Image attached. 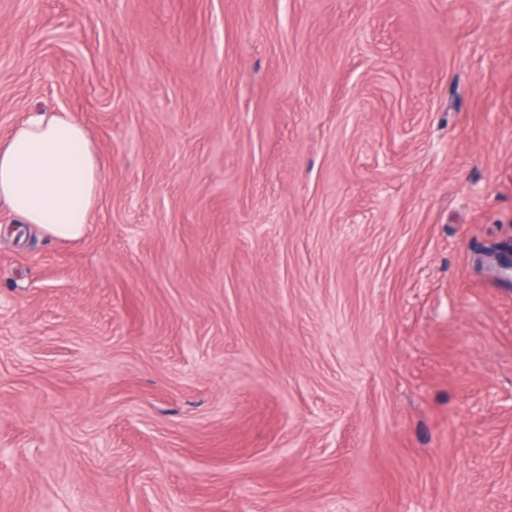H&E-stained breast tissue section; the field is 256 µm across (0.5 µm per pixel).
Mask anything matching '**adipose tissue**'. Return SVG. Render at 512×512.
Instances as JSON below:
<instances>
[{
    "label": "adipose tissue",
    "mask_w": 512,
    "mask_h": 512,
    "mask_svg": "<svg viewBox=\"0 0 512 512\" xmlns=\"http://www.w3.org/2000/svg\"><path fill=\"white\" fill-rule=\"evenodd\" d=\"M100 190L88 130L70 113H30L0 142V206L48 237L82 238Z\"/></svg>",
    "instance_id": "obj_1"
}]
</instances>
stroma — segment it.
<instances>
[{"label":"stroma","mask_w":512,"mask_h":512,"mask_svg":"<svg viewBox=\"0 0 512 512\" xmlns=\"http://www.w3.org/2000/svg\"><path fill=\"white\" fill-rule=\"evenodd\" d=\"M0 512H512V0H0ZM101 168L85 125L68 112H32L0 143V206L59 241L82 238Z\"/></svg>","instance_id":"obj_1"}]
</instances>
